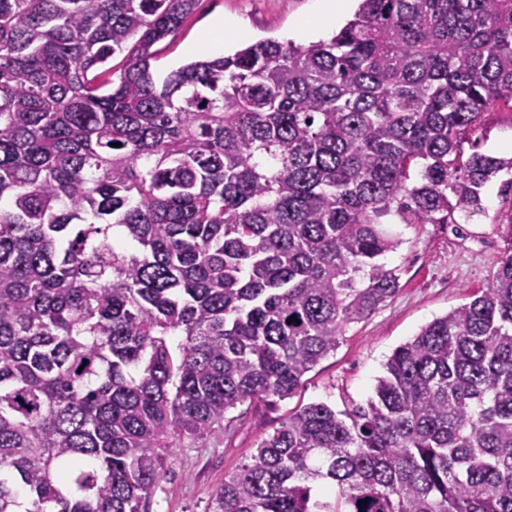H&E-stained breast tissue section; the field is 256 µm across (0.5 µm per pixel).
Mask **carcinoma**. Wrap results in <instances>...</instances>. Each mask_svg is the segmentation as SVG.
Returning <instances> with one entry per match:
<instances>
[{"label": "carcinoma", "mask_w": 512, "mask_h": 512, "mask_svg": "<svg viewBox=\"0 0 512 512\" xmlns=\"http://www.w3.org/2000/svg\"><path fill=\"white\" fill-rule=\"evenodd\" d=\"M198 2L0 0V512H148L170 449L398 292L395 218L480 213L512 171L462 150L512 110V0H359L327 41L155 81ZM506 223L481 294L365 404L289 414L210 512H512Z\"/></svg>", "instance_id": "1"}]
</instances>
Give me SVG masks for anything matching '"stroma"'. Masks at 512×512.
<instances>
[{
    "instance_id": "1",
    "label": "stroma",
    "mask_w": 512,
    "mask_h": 512,
    "mask_svg": "<svg viewBox=\"0 0 512 512\" xmlns=\"http://www.w3.org/2000/svg\"><path fill=\"white\" fill-rule=\"evenodd\" d=\"M357 7V0H350L342 16L327 20L305 37L298 26L312 14L314 0H199L181 28L159 45L151 71L160 80L172 69L196 60V46L220 18L242 32L238 38L225 37L222 52L228 55L269 38L302 45L329 39ZM468 143L483 153L511 156L512 110L499 107L485 113ZM482 204L483 212L471 217L455 212L451 224H394L392 230L402 244L384 261L399 276L397 294L368 317L347 325L336 351L307 373L291 398L237 407L230 412L233 435L187 440L172 449L149 512H208L212 492L289 413L312 402L336 407L350 400L365 403L395 348L486 288L507 246L504 220L512 215V174L492 178L483 189Z\"/></svg>"
}]
</instances>
